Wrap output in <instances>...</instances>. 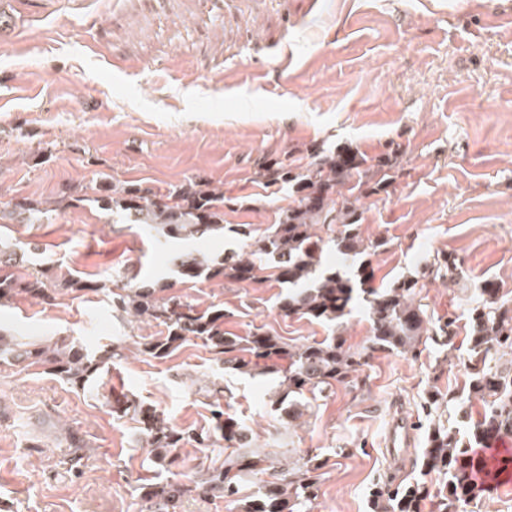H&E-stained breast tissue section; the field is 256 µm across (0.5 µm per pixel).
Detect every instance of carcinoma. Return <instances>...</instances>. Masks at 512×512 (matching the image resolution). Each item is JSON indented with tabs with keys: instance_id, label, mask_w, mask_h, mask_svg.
Listing matches in <instances>:
<instances>
[{
	"instance_id": "cac0c4a2",
	"label": "carcinoma",
	"mask_w": 512,
	"mask_h": 512,
	"mask_svg": "<svg viewBox=\"0 0 512 512\" xmlns=\"http://www.w3.org/2000/svg\"><path fill=\"white\" fill-rule=\"evenodd\" d=\"M391 160L368 164L363 156L338 150L318 152L308 165L298 171L279 161L263 160L257 174L268 183H287L295 188V205L284 211L271 232L251 244L250 250L230 249L220 257L197 249L177 251L171 258L175 271L193 280L224 279L242 282L257 278L265 260L277 271V281L286 286L281 309L288 314L336 323L348 313L354 294L362 292L368 303L371 322L370 346L354 349L340 336L322 341L289 344L280 336L261 328L247 336L224 332V309L212 307L202 312L175 296L165 295L168 285L162 280L133 283L116 275L108 280L89 283L78 278L60 280L54 267H40L25 275L16 269L26 267L38 251L29 241L18 248L0 249V307L23 294L40 302H50L66 291L91 290L112 298L117 310L140 322L165 328L163 336H145L140 352L154 359H165L183 343L197 339L216 356L224 368L243 375L273 374L278 387L272 404L288 416V423L303 417L308 409L306 394H322L338 384H357L368 352L377 349L418 355L419 346L431 339L441 347L451 346L456 321L430 323L416 300L419 280L431 278L454 280L457 266L444 255L425 260L414 277L394 281L386 288H368L367 268L359 265V256L386 245V241L367 242L361 234L358 198L351 191L372 181L374 189L386 184ZM101 209L123 212L126 222L141 224L165 239L197 240L224 231V193L201 180L189 179L166 194L114 182L93 198ZM53 208L43 201L27 199L10 210H0L5 224H41L51 218ZM338 256L334 268L321 263L324 244ZM481 300L468 312V344L475 364L468 372L469 396L478 400L482 412L478 420L464 409L458 414L468 424L467 438L457 427L445 424L434 415L442 404L454 399L432 386L423 410L430 418L425 448L420 457L422 479L410 484L378 482L371 488L374 507L380 512H421L430 490L425 477L444 476L437 491L439 512H457L487 491L475 482L474 449L483 447L492 435H512V359L505 364L490 352L512 356V296L493 285L480 289ZM126 346L115 343L98 352L58 338L55 341L21 337L0 331V363L28 368L40 366L54 376L82 390L112 361L125 358ZM112 416H131L139 424V438L154 451L156 465L166 468L176 460V451L193 441L208 448L219 439L232 452L219 467L201 471L195 480L152 484L144 487L139 512H182L185 499L195 493L220 495L231 502L241 498L244 485L251 479L276 468L273 458L250 450L254 443L251 428L224 416L220 403L213 404L211 430L193 433L179 429L162 413L129 399L106 401ZM70 465L81 464L87 444L79 432L67 429L65 436ZM321 464L310 458L300 464L293 461L280 467L283 477L264 481L258 491L241 505L242 512H314L321 483Z\"/></svg>"
}]
</instances>
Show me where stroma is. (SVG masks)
<instances>
[{"label": "stroma", "instance_id": "stroma-1", "mask_svg": "<svg viewBox=\"0 0 512 512\" xmlns=\"http://www.w3.org/2000/svg\"><path fill=\"white\" fill-rule=\"evenodd\" d=\"M0 100V208L60 204L49 222L1 226L0 239L36 241L59 278L162 279L197 310L222 307L227 334L260 327L299 344L336 331L366 347L363 299L335 330L282 311L269 269L239 283L181 279L167 255L186 241L159 248L91 200L113 180L160 192L210 183L224 193L226 231L201 246L220 256L243 245L235 227L260 237L294 199L291 186L257 179L258 160L302 166L342 148L372 164L395 156L389 185L358 191L364 238L385 242L364 258L373 287L454 256L456 283L429 282L420 295L427 319L461 327L486 282L512 291V0H0ZM0 324L91 350L161 333L90 291L19 296ZM470 365L462 331L447 352H371L357 387L317 396L294 425L269 404L276 377L222 369L198 340L163 360L130 353L84 391L2 365L0 512H137L140 487L220 465L223 445L191 442L159 469L137 423L104 405L124 393L198 432L211 424L213 399L199 390L209 380L259 452L319 456L315 512H373L378 477H419L427 390L454 391L440 411L453 420ZM398 417L413 440L394 456L386 435ZM65 424L90 443L75 469L60 446Z\"/></svg>", "mask_w": 512, "mask_h": 512}]
</instances>
